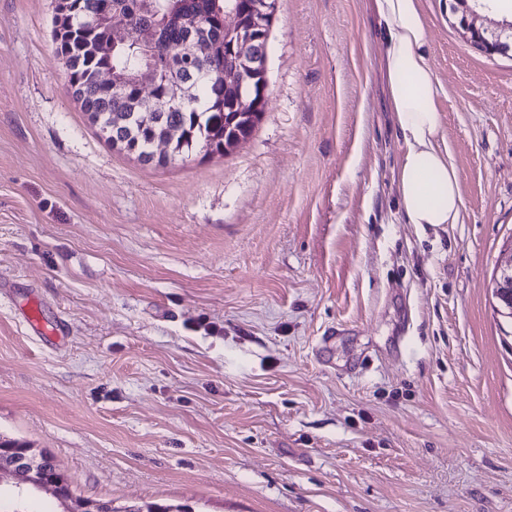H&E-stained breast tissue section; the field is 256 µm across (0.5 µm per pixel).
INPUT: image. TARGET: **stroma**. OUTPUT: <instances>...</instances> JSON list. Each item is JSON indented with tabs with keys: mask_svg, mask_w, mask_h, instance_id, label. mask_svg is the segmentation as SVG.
Wrapping results in <instances>:
<instances>
[{
	"mask_svg": "<svg viewBox=\"0 0 512 512\" xmlns=\"http://www.w3.org/2000/svg\"><path fill=\"white\" fill-rule=\"evenodd\" d=\"M54 6L0 0V434L118 512H512V59L421 0L463 209L409 224L365 0H277L251 137L165 167L68 94ZM492 290L498 310L512 319V249L500 261Z\"/></svg>",
	"mask_w": 512,
	"mask_h": 512,
	"instance_id": "35a3bbf8",
	"label": "stroma"
}]
</instances>
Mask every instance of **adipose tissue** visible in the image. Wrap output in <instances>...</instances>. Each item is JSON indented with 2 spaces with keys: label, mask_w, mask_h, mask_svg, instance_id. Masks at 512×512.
<instances>
[{
  "label": "adipose tissue",
  "mask_w": 512,
  "mask_h": 512,
  "mask_svg": "<svg viewBox=\"0 0 512 512\" xmlns=\"http://www.w3.org/2000/svg\"><path fill=\"white\" fill-rule=\"evenodd\" d=\"M381 33L379 70L386 105L401 137L398 205L410 224H456L461 220L460 175L443 148V91L430 62V37L420 0H371Z\"/></svg>",
  "instance_id": "1"
}]
</instances>
